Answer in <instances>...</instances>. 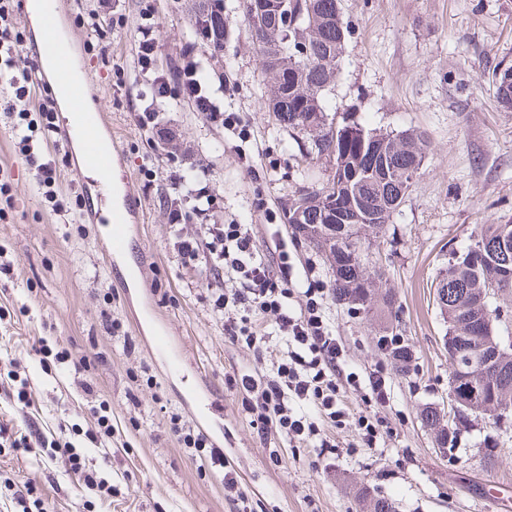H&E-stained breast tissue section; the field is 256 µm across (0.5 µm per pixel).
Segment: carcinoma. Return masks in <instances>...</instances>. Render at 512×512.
Returning a JSON list of instances; mask_svg holds the SVG:
<instances>
[{"mask_svg": "<svg viewBox=\"0 0 512 512\" xmlns=\"http://www.w3.org/2000/svg\"><path fill=\"white\" fill-rule=\"evenodd\" d=\"M336 0H311L313 12L305 13L298 26L302 31L315 33L318 38L311 42L310 55L300 58L294 55L291 42H284L280 36L270 32L272 18L269 14H258L252 10V0H241L242 13L247 22L250 35L259 31H269L267 44L274 58L266 56L263 50H258L262 70L266 78L263 111L272 113L276 125L296 135L306 138V154L312 161H323L331 164V157L346 156L351 159L362 172L369 174L372 179L373 199L367 203L369 215L373 219L369 224L348 223L339 242H329V237L335 234L336 225V193L344 192V188L336 187V176L328 174L322 178L311 179V191L316 199L312 205L309 226L300 234L301 241L309 246L314 242L324 240L329 243V249H338L340 254H331L333 276V298L341 302L343 297L350 294L357 297L364 293L376 291L382 294L383 307L388 314H393L395 293L382 290L383 275L381 271L364 262L362 253V237L360 230L369 228L372 233L379 234L389 224L392 214L378 206V201L385 199L388 184L385 183L386 173L378 164V155L389 151L391 145L399 147V152L406 151L425 157L427 139L417 131H402L399 133L381 132L368 127L352 113L341 117L327 113L324 96L335 86L338 66L343 48L336 47V17L333 4ZM211 9L205 8L204 0H192L188 18V35L195 40H201L209 46L211 54L224 53V40L216 35L224 33V0H211ZM508 71L494 72L491 82L496 88V95L505 108H512V79H506ZM366 131V138L347 133L348 129ZM497 224H479L474 231V241L469 244L465 254L477 252L480 244L493 240L498 231ZM436 280H447L454 284L455 301L452 304L439 305L441 314L458 336L471 334V327L484 320L485 311L479 303L482 291L489 289L499 292L503 297L512 301V263L491 278L485 274L480 257H475V264L462 267L456 262H448L440 269ZM506 364L509 370L503 376L495 379L482 375L476 377L477 382L485 383V391L495 390L496 400L511 406L506 417H512V346L503 347ZM422 424L433 428L436 437L448 442L454 448L458 444L457 429L448 426V421L442 420L436 407L426 406L421 411ZM355 497L362 505L370 507V512H397L396 503L392 500L375 496L370 489L360 486L355 491Z\"/></svg>", "mask_w": 512, "mask_h": 512, "instance_id": "cac0c4a2", "label": "carcinoma"}]
</instances>
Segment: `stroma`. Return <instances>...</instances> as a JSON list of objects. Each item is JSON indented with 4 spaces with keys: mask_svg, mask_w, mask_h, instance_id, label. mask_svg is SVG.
Wrapping results in <instances>:
<instances>
[{
    "mask_svg": "<svg viewBox=\"0 0 512 512\" xmlns=\"http://www.w3.org/2000/svg\"><path fill=\"white\" fill-rule=\"evenodd\" d=\"M72 49L83 58L85 102L102 101L103 137L117 135L112 175L131 186L141 208L131 221L124 258L111 261L102 246L105 194L92 176H79L83 147L66 143L54 153L60 211L44 199L14 150L13 121L5 107L13 91L0 81V423L27 435L33 450L0 447V484L31 488L44 512H238L220 476L201 472L170 432L179 416L198 427L200 412L186 396L224 395L212 414L211 435L224 450L250 512H359L355 486L394 500L399 512H504L512 483V428L487 419L462 433L454 458L435 450L420 420L428 405L448 404V325L433 298V282L479 224H512V109L501 106L487 74L512 66V0H339L348 29L329 111L356 113L384 131L417 130L428 153L385 233L365 252L397 294V317L352 314L328 300L326 314L346 350L345 371L367 378L389 365L382 336L400 337L411 350L406 372H392L390 398L370 414L390 428L375 446L353 426L330 428L336 452L276 434L260 441L224 376L266 371L285 345L274 339L263 358L229 343L198 282L177 263L168 224L172 172L205 171L218 196L214 224H244L264 256L288 251L295 272L311 268L332 284L324 256L296 239L286 220L288 200L306 166L300 138L263 112L264 74L249 39L239 0H224L223 57L187 35V0H112L109 26L91 36L82 19L97 0H56ZM154 26L151 68L137 59L139 29ZM109 46L100 56L98 45ZM196 64L221 112L247 125L236 130L206 123L184 97L172 71ZM156 125L141 127L142 113ZM264 208H256V198ZM141 269L138 287L124 274ZM153 308L173 350L191 363L186 377L170 375L155 355L151 331L139 323ZM121 322L134 342L126 350L112 332ZM71 350L68 365L43 363L40 347ZM89 359V373L74 364ZM27 400L19 402V386ZM112 410V435L89 441L100 402ZM498 440L492 464L476 455L488 437ZM70 441L112 494L85 487L66 456L36 454L41 443Z\"/></svg>",
    "mask_w": 512,
    "mask_h": 512,
    "instance_id": "35a3bbf8",
    "label": "stroma"
}]
</instances>
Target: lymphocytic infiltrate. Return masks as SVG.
Instances as JSON below:
<instances>
[{"label":"lymphocytic infiltrate","instance_id":"f902f5d3","mask_svg":"<svg viewBox=\"0 0 512 512\" xmlns=\"http://www.w3.org/2000/svg\"><path fill=\"white\" fill-rule=\"evenodd\" d=\"M8 14L6 0H0V74L10 78L19 115L35 112L50 120L53 100L46 95L32 99L34 66L21 57L26 37L4 29ZM192 196V210H182L176 203L169 210L173 249L181 265L211 276L206 298L224 322L225 337L259 357L272 337H280L286 345L266 372L227 376L226 389L240 393L241 406L259 435L274 431L334 453L336 441L322 425L340 424L350 417L344 395L358 386L359 379L338 373L345 350L325 317L328 288L310 277L304 289H297L287 259L275 265L266 262L243 225L207 223L218 199L209 186L193 190ZM192 221L202 224V233L185 234L184 224Z\"/></svg>","mask_w":512,"mask_h":512}]
</instances>
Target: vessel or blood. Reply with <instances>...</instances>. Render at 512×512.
<instances>
[{"mask_svg": "<svg viewBox=\"0 0 512 512\" xmlns=\"http://www.w3.org/2000/svg\"><path fill=\"white\" fill-rule=\"evenodd\" d=\"M41 37L34 49L37 60H51L55 63L56 83L68 88L70 98L74 102L73 124L60 128L59 134L64 140H71L74 131H81L84 137L85 151L83 167L94 173L100 185H108L112 176V159L118 142L102 145L96 135L99 126L106 122L103 109L88 110L83 108L81 101L84 97L83 88L74 80L75 70L79 60L71 51L70 40L66 31L61 27V18L54 9L42 12L39 20ZM138 202L134 197H125L123 204L113 206L107 220V233L104 239L106 252L112 259H121L128 247L129 222L133 217ZM155 349L161 357L167 358L168 370L176 375L186 374L188 362L181 357L171 355L169 338L164 333H156Z\"/></svg>", "mask_w": 512, "mask_h": 512, "instance_id": "vessel-or-blood-1", "label": "vessel or blood"}]
</instances>
